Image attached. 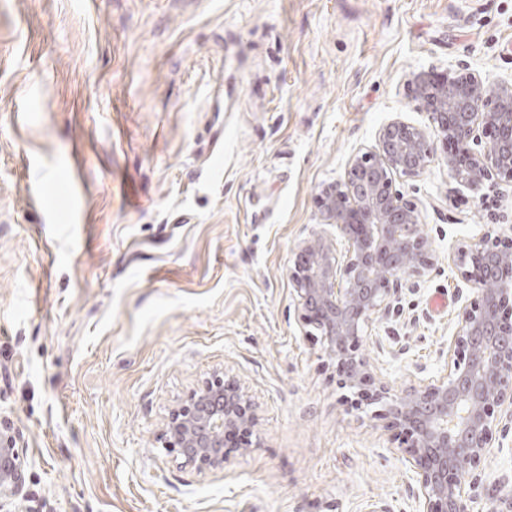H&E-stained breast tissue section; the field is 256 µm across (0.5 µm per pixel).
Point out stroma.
<instances>
[{"label":"stroma","instance_id":"stroma-1","mask_svg":"<svg viewBox=\"0 0 512 512\" xmlns=\"http://www.w3.org/2000/svg\"><path fill=\"white\" fill-rule=\"evenodd\" d=\"M461 66L512 82V0H0V428L27 450L0 512H414L289 270L319 189L391 119L426 124L410 74ZM395 181L437 256L363 331L398 390L447 364L472 296L448 255L512 239V185L475 200L438 160ZM217 374L259 446L201 475L161 435ZM481 478L490 512L512 429Z\"/></svg>","mask_w":512,"mask_h":512}]
</instances>
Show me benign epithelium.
<instances>
[{
    "label": "benign epithelium",
    "instance_id": "obj_1",
    "mask_svg": "<svg viewBox=\"0 0 512 512\" xmlns=\"http://www.w3.org/2000/svg\"><path fill=\"white\" fill-rule=\"evenodd\" d=\"M428 124H384L371 146L349 159L343 180L317 194L320 223L296 246L289 277L303 323L318 331L344 383L384 406L379 416L403 437L397 452L413 473L417 512H470L480 500V470L502 425L512 419V240L487 234L448 255L474 297L457 314L444 373L393 391L376 381L359 343L371 315L387 312L404 277L434 265L415 205L395 175L419 176L435 159L455 183L482 190L512 184V83L486 85L462 66L441 82L411 73ZM489 137L482 150L474 146ZM258 407L233 378L216 377L171 409L163 447L207 474L224 469L226 435H254ZM24 449L0 433V504L22 493Z\"/></svg>",
    "mask_w": 512,
    "mask_h": 512
}]
</instances>
